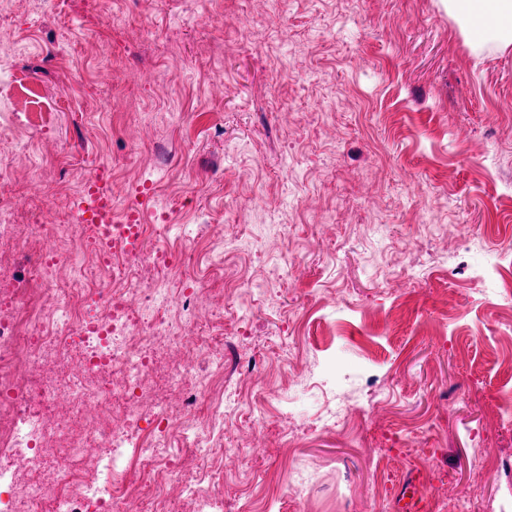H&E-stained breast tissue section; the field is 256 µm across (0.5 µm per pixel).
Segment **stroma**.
Returning a JSON list of instances; mask_svg holds the SVG:
<instances>
[{
    "label": "stroma",
    "instance_id": "35a3bbf8",
    "mask_svg": "<svg viewBox=\"0 0 512 512\" xmlns=\"http://www.w3.org/2000/svg\"><path fill=\"white\" fill-rule=\"evenodd\" d=\"M1 126L0 166L47 223L105 165L118 206L221 232L194 273L237 389L225 498L395 512L419 472L428 512L466 493L512 512V311L479 288L512 268V49L470 43L443 0H12ZM325 401L364 429L252 427ZM292 466L313 477L299 501Z\"/></svg>",
    "mask_w": 512,
    "mask_h": 512
}]
</instances>
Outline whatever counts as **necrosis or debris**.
<instances>
[{
  "label": "necrosis or debris",
  "mask_w": 512,
  "mask_h": 512,
  "mask_svg": "<svg viewBox=\"0 0 512 512\" xmlns=\"http://www.w3.org/2000/svg\"><path fill=\"white\" fill-rule=\"evenodd\" d=\"M74 197L66 224L0 205V512H221L224 340L191 323L208 295L126 207L102 242ZM210 403L198 416L202 398Z\"/></svg>",
  "instance_id": "obj_1"
}]
</instances>
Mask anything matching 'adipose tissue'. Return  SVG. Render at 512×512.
I'll list each match as a JSON object with an SVG mask.
<instances>
[{
	"instance_id": "1",
	"label": "adipose tissue",
	"mask_w": 512,
	"mask_h": 512,
	"mask_svg": "<svg viewBox=\"0 0 512 512\" xmlns=\"http://www.w3.org/2000/svg\"><path fill=\"white\" fill-rule=\"evenodd\" d=\"M447 4L469 40L502 51L512 48V0H447Z\"/></svg>"
}]
</instances>
